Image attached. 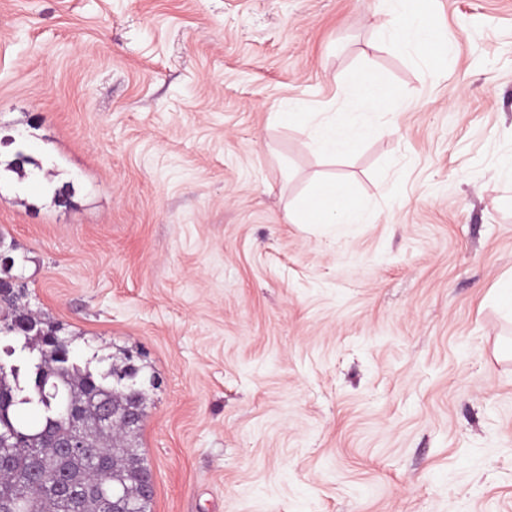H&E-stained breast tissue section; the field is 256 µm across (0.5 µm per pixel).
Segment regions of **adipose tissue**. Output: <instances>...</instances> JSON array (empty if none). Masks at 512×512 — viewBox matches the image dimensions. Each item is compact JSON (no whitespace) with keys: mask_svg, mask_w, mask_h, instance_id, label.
<instances>
[{"mask_svg":"<svg viewBox=\"0 0 512 512\" xmlns=\"http://www.w3.org/2000/svg\"><path fill=\"white\" fill-rule=\"evenodd\" d=\"M391 21L384 33L392 45L401 51L423 47L431 33L424 13L417 8L415 0H389ZM289 114L297 116L307 124L312 145L322 155L336 157L347 154L358 142L366 137L370 128L357 122H336L326 120L314 122L312 113L298 100L288 101ZM328 199L325 207L313 213H299L302 224H361L366 220L362 208L352 202L346 185L341 182L328 183L324 188Z\"/></svg>","mask_w":512,"mask_h":512,"instance_id":"ef3b65f1","label":"adipose tissue"}]
</instances>
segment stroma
<instances>
[{"label":"stroma","mask_w":512,"mask_h":512,"mask_svg":"<svg viewBox=\"0 0 512 512\" xmlns=\"http://www.w3.org/2000/svg\"><path fill=\"white\" fill-rule=\"evenodd\" d=\"M0 0V240L78 364L138 355L150 512H512V0ZM395 110L336 158L281 121ZM343 181L364 224H299ZM391 21L384 27V33L392 45L401 51L421 48L431 33L424 13L417 8L418 1L389 0ZM354 90L358 98L364 104L373 108L376 112L387 114L391 100L384 87L377 79L366 76L356 84Z\"/></svg>","instance_id":"1"}]
</instances>
